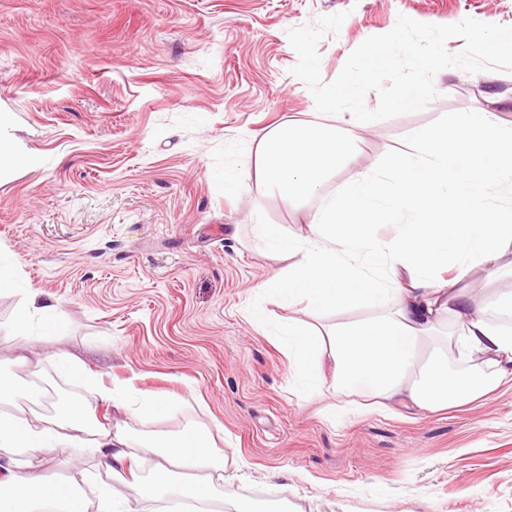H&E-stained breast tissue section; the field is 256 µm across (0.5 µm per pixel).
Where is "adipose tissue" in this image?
<instances>
[{"instance_id": "1", "label": "adipose tissue", "mask_w": 512, "mask_h": 512, "mask_svg": "<svg viewBox=\"0 0 512 512\" xmlns=\"http://www.w3.org/2000/svg\"><path fill=\"white\" fill-rule=\"evenodd\" d=\"M357 135L343 113L289 122L259 142L255 163L270 188L286 196L316 194L318 207L297 233L255 225L280 275L257 295L304 305L311 319L289 323L284 349L295 376L315 394L321 363L331 356L333 385L352 395L367 389L375 409L436 412L480 399L512 381V327L493 324L481 297L488 283L460 279L478 266L493 269L512 310V206L491 197L512 194V127L492 112H470L411 134V152L378 169L355 162ZM347 172L346 187L329 192L327 179ZM379 224L396 227L376 237ZM26 289L11 325L13 339H35L51 315ZM369 318L321 324L322 316L357 307ZM468 365L462 379L448 375V358ZM58 372L86 385L89 397L50 414H29L15 380L0 376V512H137L124 493L135 486L151 501L178 500L205 512L225 481L224 452L211 432L192 430L145 441L154 454L142 473L126 429L91 426L96 403L122 408L128 420L147 422L175 404L126 386L107 387L72 360ZM37 452L90 457L108 481L72 467L65 485L46 482L19 458Z\"/></svg>"}]
</instances>
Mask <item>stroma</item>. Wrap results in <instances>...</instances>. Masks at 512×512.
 I'll list each match as a JSON object with an SVG mask.
<instances>
[{"label": "stroma", "instance_id": "stroma-1", "mask_svg": "<svg viewBox=\"0 0 512 512\" xmlns=\"http://www.w3.org/2000/svg\"><path fill=\"white\" fill-rule=\"evenodd\" d=\"M340 11L339 32L318 43L325 83L402 14L512 26V0H0V111L26 158L0 175V266L19 285L0 294V372L40 413L83 393L58 373L63 354L105 385L179 403L133 434L208 429L242 466L229 498L293 512H512V387L335 425L320 409L345 396L327 385L308 398L270 333L308 313L268 301L267 328L248 321L255 287L282 267L253 224L297 232L320 203L269 189L255 167L261 136L316 110L288 32ZM433 85L423 110L359 128V167L464 112L512 124V73L444 69ZM24 288L53 306L57 335L9 339Z\"/></svg>", "mask_w": 512, "mask_h": 512}]
</instances>
